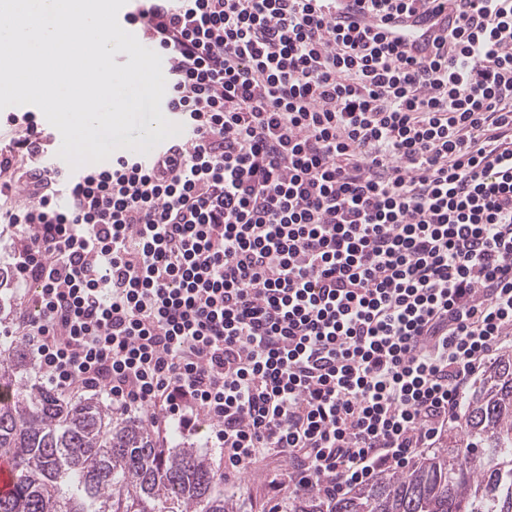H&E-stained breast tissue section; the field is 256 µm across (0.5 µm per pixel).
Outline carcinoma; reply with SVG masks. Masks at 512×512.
I'll return each instance as SVG.
<instances>
[{"instance_id":"cac0c4a2","label":"carcinoma","mask_w":512,"mask_h":512,"mask_svg":"<svg viewBox=\"0 0 512 512\" xmlns=\"http://www.w3.org/2000/svg\"><path fill=\"white\" fill-rule=\"evenodd\" d=\"M27 367L20 344H0V455L15 473L0 512H235L237 492L205 455L164 448L143 417L121 419L98 395L65 399ZM462 405L452 445L414 468L336 500L306 491L282 512H512V356Z\"/></svg>"}]
</instances>
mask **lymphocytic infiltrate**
Segmentation results:
<instances>
[{"mask_svg": "<svg viewBox=\"0 0 512 512\" xmlns=\"http://www.w3.org/2000/svg\"><path fill=\"white\" fill-rule=\"evenodd\" d=\"M316 2L137 0L190 140L75 176L29 114L0 198L53 390L333 499L437 447L512 348V0H440L427 57Z\"/></svg>", "mask_w": 512, "mask_h": 512, "instance_id": "lymphocytic-infiltrate-1", "label": "lymphocytic infiltrate"}]
</instances>
